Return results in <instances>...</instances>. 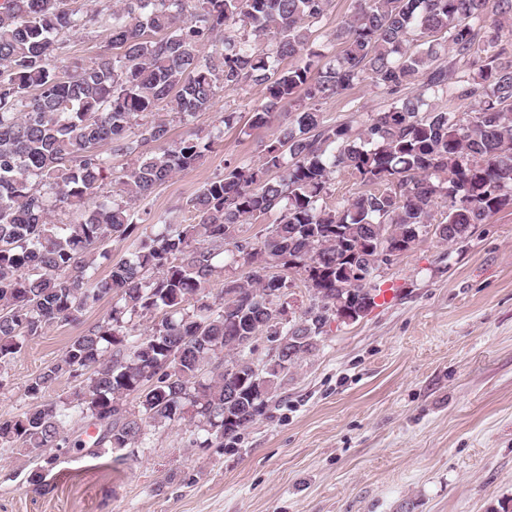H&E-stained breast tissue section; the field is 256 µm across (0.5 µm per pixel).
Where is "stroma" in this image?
Listing matches in <instances>:
<instances>
[{"mask_svg": "<svg viewBox=\"0 0 512 512\" xmlns=\"http://www.w3.org/2000/svg\"><path fill=\"white\" fill-rule=\"evenodd\" d=\"M108 50L92 27L63 36L58 63L86 66ZM262 98L258 86L220 90L186 124L160 105L173 138L193 127L214 144L154 188L155 217L187 223L188 201L226 163L259 164L272 131L247 121ZM390 103L365 81L321 110L340 124ZM377 283L386 300L332 324L239 440L203 451L188 423L152 427L143 448L61 449L38 483L33 463L1 445L0 512H512V210L461 249L426 237ZM111 308L103 298L29 339L0 379V417L27 410L30 380Z\"/></svg>", "mask_w": 512, "mask_h": 512, "instance_id": "stroma-1", "label": "stroma"}]
</instances>
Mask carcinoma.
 Returning <instances> with one entry per match:
<instances>
[{"instance_id":"carcinoma-1","label":"carcinoma","mask_w":512,"mask_h":512,"mask_svg":"<svg viewBox=\"0 0 512 512\" xmlns=\"http://www.w3.org/2000/svg\"><path fill=\"white\" fill-rule=\"evenodd\" d=\"M331 2L105 0L81 12L68 0H0V376L29 338L112 297L103 322L31 379L29 409L0 418V443L37 462L32 481L56 466L55 448H141L149 426L186 421L194 448L240 438L342 312L354 323L376 306L374 272L388 255L429 232L462 244L512 209V0H355L332 31L343 49L328 60L314 44ZM89 27L105 28L112 54L58 65L61 35ZM479 50L485 63L453 79L455 63ZM366 80L389 109L327 124L319 104ZM414 83L446 104L424 108L423 94L406 93ZM252 85L264 98L249 128L273 129L262 163L205 183L188 203L194 221L155 222L154 187L213 146L195 130L172 139L153 118L159 103L187 124L218 91ZM462 101L473 111H456ZM114 154L132 162L101 195ZM340 172L370 190L330 207ZM272 214L262 240L241 235ZM114 236L134 237L132 256L98 277L96 257ZM228 265L244 275L210 298ZM274 268L308 291L288 319L276 313L288 293ZM157 309L166 317L139 329ZM260 336L288 339L283 356L255 358ZM64 375L82 384L43 399ZM132 392L136 410L125 404ZM69 416L93 431L71 440Z\"/></svg>"}]
</instances>
